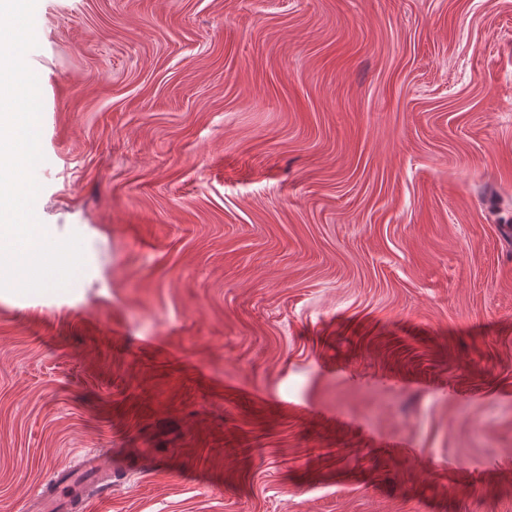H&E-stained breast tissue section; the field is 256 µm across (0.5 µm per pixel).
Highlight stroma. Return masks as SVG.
<instances>
[{
    "label": "stroma",
    "mask_w": 512,
    "mask_h": 512,
    "mask_svg": "<svg viewBox=\"0 0 512 512\" xmlns=\"http://www.w3.org/2000/svg\"><path fill=\"white\" fill-rule=\"evenodd\" d=\"M0 512H512V0H37ZM79 471L74 467L58 468L48 484H40L33 492L43 512H69L75 509H87L88 502L95 495H84L85 482L81 476L85 473L98 474L99 455L89 450L80 455Z\"/></svg>",
    "instance_id": "stroma-1"
}]
</instances>
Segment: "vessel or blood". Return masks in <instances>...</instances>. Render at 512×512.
I'll return each mask as SVG.
<instances>
[{
	"mask_svg": "<svg viewBox=\"0 0 512 512\" xmlns=\"http://www.w3.org/2000/svg\"><path fill=\"white\" fill-rule=\"evenodd\" d=\"M99 455L89 450L81 454L78 467L57 469L50 482L36 487L33 492L42 512H73L75 507H87L83 474L96 473Z\"/></svg>",
	"mask_w": 512,
	"mask_h": 512,
	"instance_id": "1",
	"label": "vessel or blood"
}]
</instances>
